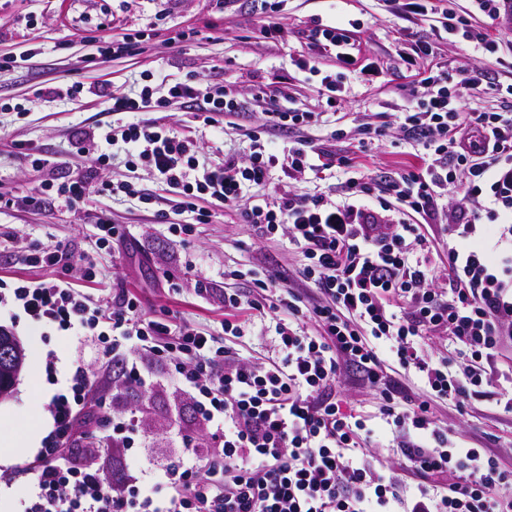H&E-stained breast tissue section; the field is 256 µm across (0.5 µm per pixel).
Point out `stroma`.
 <instances>
[{
    "mask_svg": "<svg viewBox=\"0 0 512 512\" xmlns=\"http://www.w3.org/2000/svg\"><path fill=\"white\" fill-rule=\"evenodd\" d=\"M353 23L356 68L379 71L372 82L346 83L336 98V115L308 128L304 137L311 145L352 158L359 171L383 175L423 164L419 147L403 139L397 129V110L407 98L405 88L411 70L402 59L416 36H430L426 24L403 25L387 11L384 0H288L277 39L265 38L250 8L225 18L216 0H0V50L21 46L32 53L0 78V193L15 200L0 208V277L54 278L66 276L93 297L112 298L120 290L136 294L147 311L175 323H188L215 336L224 333V271L239 268L263 277L273 266L300 276L304 258L286 236L269 240L234 214L215 211L206 224H194L192 214L180 216L193 224L192 234L172 235L168 226L155 223L137 200L100 197L79 210L59 202L33 209L25 197L41 191L48 179L81 172L85 161L71 151L74 131L92 129L111 121L103 99L67 97L56 90L74 82L107 81L126 94L140 92L146 74L157 78V95H166L170 84L195 79L203 83L223 77L244 96H251V73L262 82L287 80L293 98L305 110L324 112L325 101L314 82L306 80L297 63L312 52L300 33L314 20ZM147 29L152 36L138 56L116 58L101 55V28ZM196 29L197 41L176 44L174 30ZM437 61L444 65L449 83L461 70L482 67L488 82L466 98L467 111L499 110L502 101L495 84L512 82V62L473 52L461 43L433 42ZM98 60L96 68L83 67L85 58ZM167 125L178 135L189 136L202 146L207 160L222 161L225 154L247 157V139L233 125L214 129L192 121L180 105L165 112ZM381 125L384 135L366 139L364 148L352 140L365 125ZM342 137H334V130ZM42 150L50 166H31L21 146ZM107 214L123 225L127 238L117 251L95 248L94 220ZM59 245L68 254L67 269L33 268L22 258L35 248ZM97 251L98 273L94 280L82 277V258ZM193 277H185V264ZM0 326L13 331L26 351V364L12 395L0 400V434L11 435L37 425V443L52 428L50 400L61 388L74 365L99 373L101 344L93 336H67L30 324L12 311L0 312ZM151 390L134 386L106 388L92 393L88 407L94 419L78 417L75 437L67 448L73 461H93L107 480L123 478L124 462L108 451H93L94 440L110 433L105 417L139 412L147 424L145 437L136 438L133 452L153 456L163 453L175 459L181 442L173 434L181 427L198 447L208 443L193 402L176 389L162 368L154 370ZM434 419L460 448H491L506 467L512 468V413L498 409L490 395L465 399L463 404L437 403ZM35 447L21 448L0 464V512H24L27 496L24 469L38 454Z\"/></svg>",
    "mask_w": 512,
    "mask_h": 512,
    "instance_id": "35a3bbf8",
    "label": "stroma"
}]
</instances>
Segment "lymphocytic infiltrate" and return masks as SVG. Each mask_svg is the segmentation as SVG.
Listing matches in <instances>:
<instances>
[{
    "instance_id": "f902f5d3",
    "label": "lymphocytic infiltrate",
    "mask_w": 512,
    "mask_h": 512,
    "mask_svg": "<svg viewBox=\"0 0 512 512\" xmlns=\"http://www.w3.org/2000/svg\"><path fill=\"white\" fill-rule=\"evenodd\" d=\"M387 2L393 17L432 23L435 34L485 55L501 47L493 23L512 25V0H471L491 21L476 33L450 25L439 0ZM303 37L343 68L354 66L350 30L318 20ZM484 79L467 72L451 85L424 68L408 90L399 130L427 151L428 162L380 178L349 177L334 199L271 180L275 168L293 179L336 166L335 154L303 139L304 128L323 115L294 106L287 82L259 85L248 101L220 80L178 82L164 97L148 83L134 97L106 84L66 87L69 95L106 99L115 119L77 131L73 148L87 162L83 174L47 184L28 206L75 207L125 195L178 234L190 230L177 221L183 213L205 224L216 210L232 209L263 235H287L305 253L303 278L317 296L305 299L279 270L255 280L252 294L225 290V336L243 337L242 310L286 317L276 327L272 355L252 362L217 337L149 314L129 292L103 303L62 278H0V307L74 336L95 334L105 354L124 364L126 384L151 387L150 365L165 367L193 401L212 443L203 452L186 436L176 461L146 465L126 456L128 434L140 420L116 417L112 447L127 459L126 477L111 482L99 468L77 465L65 449L96 381L75 366L51 400L53 428L27 470L32 491L25 512H512V498L501 493L512 484V469L490 450L450 447L431 411L434 400L457 401L496 384L499 406L512 413V377L496 367L499 348L512 342V113L466 111V91ZM174 102L213 128L261 108V126L243 131L247 161L228 154L210 163L197 142L155 120ZM129 113L137 121H126ZM118 140L127 146L130 168L149 167L158 190L101 180ZM251 187L263 189V199L248 196ZM452 188L461 197L450 208L444 197ZM373 195L379 208L366 203ZM425 224L438 225L448 239L442 291L431 286ZM308 323L314 332L305 331ZM437 336L466 348L465 378L450 372V358L425 356ZM397 366L419 373L422 392L399 386L391 376ZM343 376L380 395L387 425L409 433L403 457L418 479L414 488L403 486L393 467L365 459L376 432L344 410L336 396Z\"/></svg>"
}]
</instances>
